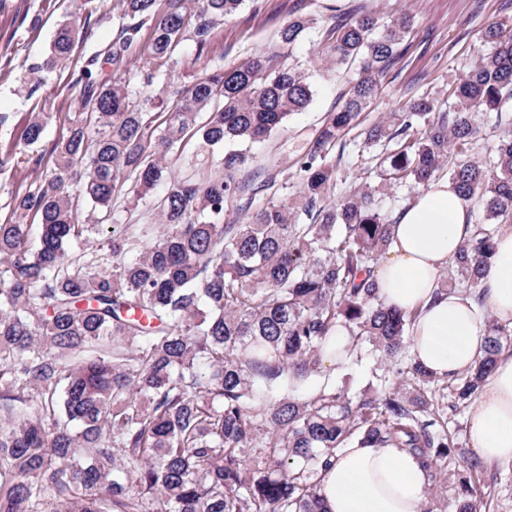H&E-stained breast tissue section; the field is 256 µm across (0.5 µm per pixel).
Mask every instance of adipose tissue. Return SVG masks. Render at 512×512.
I'll return each instance as SVG.
<instances>
[{
    "label": "adipose tissue",
    "instance_id": "adipose-tissue-1",
    "mask_svg": "<svg viewBox=\"0 0 512 512\" xmlns=\"http://www.w3.org/2000/svg\"><path fill=\"white\" fill-rule=\"evenodd\" d=\"M470 208L448 177L435 180L393 216L390 257L378 270L382 302L415 313L412 352L440 376L474 366L487 316L512 325L510 225L500 228L483 303L439 289L470 233ZM468 416L476 455L489 465H512V351L501 355ZM426 487L420 461L392 444L351 442L320 475L327 512H422Z\"/></svg>",
    "mask_w": 512,
    "mask_h": 512
}]
</instances>
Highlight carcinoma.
Here are the masks:
<instances>
[{
    "label": "carcinoma",
    "mask_w": 512,
    "mask_h": 512,
    "mask_svg": "<svg viewBox=\"0 0 512 512\" xmlns=\"http://www.w3.org/2000/svg\"><path fill=\"white\" fill-rule=\"evenodd\" d=\"M117 40L76 83L87 115L50 149L46 173L15 195L0 223V512H326L319 475L351 441L417 456L428 488L454 487L455 512H487L486 470L448 429L481 389L512 327L487 318L476 367L452 378L410 354L411 313L385 307L377 267L392 243L375 195L423 189L448 172L472 200L473 233L442 280L483 302L481 281L502 224L512 223V133L475 156L477 117L512 104V35L481 30L491 52L448 87L446 101L408 99L367 126L360 143L379 185L330 200L334 151L402 52L413 21L372 11L329 18L319 62L362 66L341 108L285 177L299 187L243 224L258 188L240 172L253 145L312 102L309 76L255 54L205 71L179 91L165 126V76L186 37L197 56L216 21L246 0H120ZM313 20L278 32L291 46ZM84 31L62 22L42 66L64 70ZM149 69L140 88L124 72L132 50ZM112 78L99 77V60ZM211 113L205 122L200 114ZM53 113L32 111L22 132L41 143ZM224 149V177H167V155L188 133ZM166 182L157 235H110L98 213L126 183L142 199ZM89 206L79 215V203ZM100 237L90 256L73 242ZM342 325L349 358L368 346L378 368L362 388L336 383L321 359Z\"/></svg>",
    "instance_id": "obj_1"
}]
</instances>
